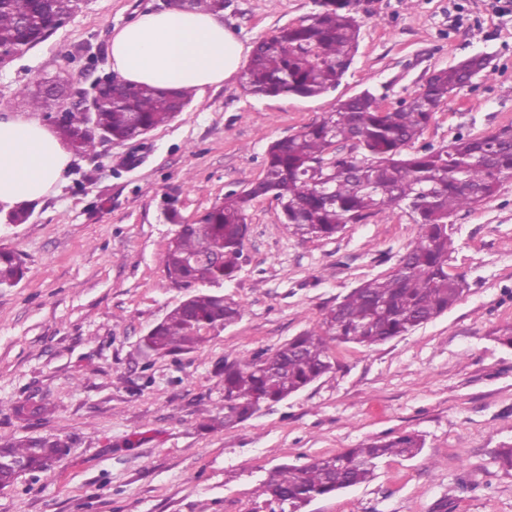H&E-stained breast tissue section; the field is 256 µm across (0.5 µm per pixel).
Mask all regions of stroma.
Here are the masks:
<instances>
[{
  "label": "stroma",
  "mask_w": 512,
  "mask_h": 512,
  "mask_svg": "<svg viewBox=\"0 0 512 512\" xmlns=\"http://www.w3.org/2000/svg\"><path fill=\"white\" fill-rule=\"evenodd\" d=\"M163 0H85L46 41L0 67V116L50 124L18 96L66 70L89 86L111 73L116 31ZM313 0H225L221 17L247 47L306 20ZM354 61L317 98L254 99L239 77L193 93L184 112L145 140L72 158L27 223L0 222V249L27 268L0 289V441L56 436L67 448L51 471L0 491V512H271L275 467L403 433L422 436L412 459L379 461L365 484L311 501L303 512H512V179L451 218L448 271L467 287L447 312L372 347L331 345L333 368L305 389L217 430L224 363L273 350L312 329L410 246L407 211L349 224L329 238L293 234L270 196L246 212L241 267L220 291L243 304L231 326L193 351L156 356L141 337L188 291L162 255L177 209L194 221L262 178L274 141L297 134L338 101L372 92L392 108L438 69L481 54L479 77L444 102L419 146L450 145L512 125V12L496 0H360ZM38 394L49 414L16 418Z\"/></svg>",
  "instance_id": "35a3bbf8"
}]
</instances>
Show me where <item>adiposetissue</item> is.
I'll list each match as a JSON object with an SVG mask.
<instances>
[{
	"mask_svg": "<svg viewBox=\"0 0 512 512\" xmlns=\"http://www.w3.org/2000/svg\"><path fill=\"white\" fill-rule=\"evenodd\" d=\"M247 50L215 14L171 8L141 14L112 39V69L124 82L200 90L238 71ZM71 162L57 133L35 120L0 121V209L46 196Z\"/></svg>",
	"mask_w": 512,
	"mask_h": 512,
	"instance_id": "adipose-tissue-1",
	"label": "adipose tissue"
}]
</instances>
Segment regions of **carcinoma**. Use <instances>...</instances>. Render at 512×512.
<instances>
[{
  "mask_svg": "<svg viewBox=\"0 0 512 512\" xmlns=\"http://www.w3.org/2000/svg\"><path fill=\"white\" fill-rule=\"evenodd\" d=\"M356 0H315L317 10L296 25L260 39L242 71L247 95L319 97L336 88L349 70L358 46ZM57 12L40 0H0V47L21 52L44 42L56 28ZM451 66L433 72L425 84L398 106L381 112L365 91L336 103L333 111L297 134L273 142L262 178L190 224H181L162 263L176 285L219 283L238 271L246 238V211L252 201L271 195L283 223L301 237H330L348 224L387 218L407 205L415 238L391 270L362 283L323 315L319 325L289 339L274 351L224 362V420L230 427L251 418L262 405L279 402L305 388L332 368L328 343L371 347L403 336L450 309L462 296L465 280L448 273L452 239L449 219L492 196L512 178V127L482 137L462 135L447 147L404 150L417 141L438 107L467 87L472 75L486 72ZM35 111L50 106L48 97L18 90ZM100 102L86 119L74 117L59 135L74 150L91 154L97 145L124 142L140 130L170 122L190 91L163 92L145 85L122 84L99 92ZM352 142L353 151L336 145ZM327 162L334 178L322 193L310 169ZM24 276L22 260L0 250V288H13ZM242 305L215 293L198 292L171 309L142 338L143 349L157 356L187 352L207 329L240 319ZM46 411L43 399L27 396L15 407L29 420ZM423 448L415 433L375 440L301 466H279L269 475L265 493L280 512H301L311 500L366 483L386 457L413 458ZM63 452L57 438L28 436L0 445V484L15 480L5 472L10 459L27 471L45 472Z\"/></svg>",
  "mask_w": 512,
  "mask_h": 512,
  "instance_id": "carcinoma-1",
  "label": "carcinoma"
}]
</instances>
